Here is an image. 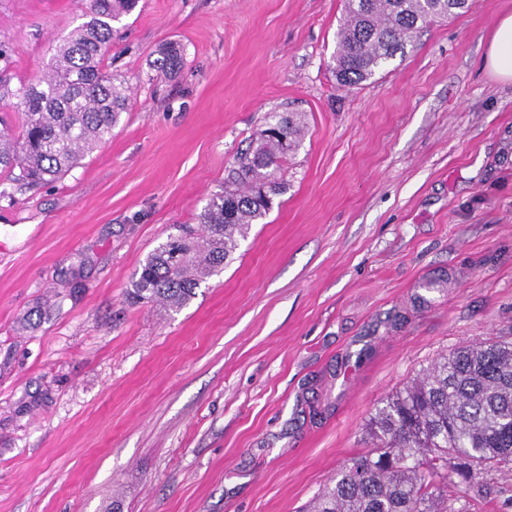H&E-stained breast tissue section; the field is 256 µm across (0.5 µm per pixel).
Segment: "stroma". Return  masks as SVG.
Segmentation results:
<instances>
[{"label": "stroma", "mask_w": 512, "mask_h": 512, "mask_svg": "<svg viewBox=\"0 0 512 512\" xmlns=\"http://www.w3.org/2000/svg\"><path fill=\"white\" fill-rule=\"evenodd\" d=\"M88 4L0 0V86L40 78ZM343 9L140 0L104 61L131 98L111 138L47 185L0 172V512H303L382 399L512 340V84L484 65L512 0L345 89ZM288 111L307 133L264 223L181 312L130 304L139 263ZM471 496L512 512V473ZM153 67L168 77L177 76L184 66V50L180 43L167 41L156 50Z\"/></svg>", "instance_id": "1"}]
</instances>
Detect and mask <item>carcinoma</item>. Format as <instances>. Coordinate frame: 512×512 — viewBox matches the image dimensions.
<instances>
[{"label":"carcinoma","instance_id":"cac0c4a2","mask_svg":"<svg viewBox=\"0 0 512 512\" xmlns=\"http://www.w3.org/2000/svg\"><path fill=\"white\" fill-rule=\"evenodd\" d=\"M139 0H90L82 22L55 47L46 73L8 92L21 130L0 119V169L18 186L53 181L112 136L128 95L104 69L113 24ZM475 0H346L333 72L348 88L367 81L414 34L453 19ZM184 66L180 43L157 49L153 67L168 77ZM307 129L301 112H270L257 146L228 174L235 188L211 195L198 226L177 224L132 277V303L179 312L206 279L222 272L239 239L284 190L283 171ZM372 448L351 459L314 500L311 512H470L439 507L448 487L467 491L491 471L512 472V341L490 338L437 357L421 377L381 402L368 420Z\"/></svg>","mask_w":512,"mask_h":512}]
</instances>
